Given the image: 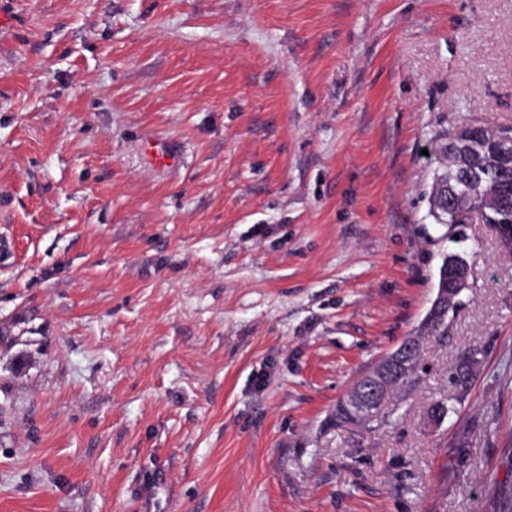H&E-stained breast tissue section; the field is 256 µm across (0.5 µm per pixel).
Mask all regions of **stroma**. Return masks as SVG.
Returning a JSON list of instances; mask_svg holds the SVG:
<instances>
[{
    "label": "stroma",
    "instance_id": "stroma-1",
    "mask_svg": "<svg viewBox=\"0 0 512 512\" xmlns=\"http://www.w3.org/2000/svg\"><path fill=\"white\" fill-rule=\"evenodd\" d=\"M8 2L0 512H491L512 254L430 192L438 142L512 126V0ZM449 252L425 374L336 425ZM469 286V280L468 284L461 289H458L454 295L453 299L448 302V306L439 312L435 317H431V308L429 309L427 315L425 316L424 320L422 321L420 328L418 330L417 336H420L422 338L423 336L432 337V338H438L441 336H447V330H448V313L450 310H454L458 303H459V297L461 293L468 288Z\"/></svg>",
    "mask_w": 512,
    "mask_h": 512
}]
</instances>
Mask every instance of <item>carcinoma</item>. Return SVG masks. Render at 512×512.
I'll list each match as a JSON object with an SVG mask.
<instances>
[{"label":"carcinoma","mask_w":512,"mask_h":512,"mask_svg":"<svg viewBox=\"0 0 512 512\" xmlns=\"http://www.w3.org/2000/svg\"><path fill=\"white\" fill-rule=\"evenodd\" d=\"M464 129L469 134L467 145H461L451 134L436 148L441 171L435 176L432 192L447 187L453 190L455 201L446 208L431 206L432 213L446 224H460L470 209L483 208L488 223L512 225V153L503 144L512 134V127L469 124ZM466 264L463 254L450 252L442 259L438 278H443L448 268ZM461 293L457 290L436 316L426 315L418 336L447 335L448 313L457 307ZM491 492L493 512H512V487L494 486Z\"/></svg>","instance_id":"cac0c4a2"}]
</instances>
